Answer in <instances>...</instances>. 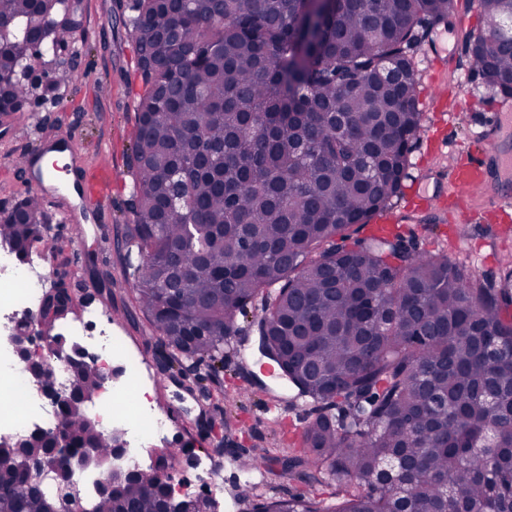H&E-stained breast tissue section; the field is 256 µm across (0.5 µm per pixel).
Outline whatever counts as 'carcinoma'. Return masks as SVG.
<instances>
[{"label": "carcinoma", "instance_id": "1", "mask_svg": "<svg viewBox=\"0 0 512 512\" xmlns=\"http://www.w3.org/2000/svg\"><path fill=\"white\" fill-rule=\"evenodd\" d=\"M468 70L512 98V0H480ZM301 0H131L136 51L127 224L116 247L148 328L187 359L224 364V340L258 302L259 350L313 404L297 446L246 448L281 474L334 487L254 512H512V268L492 285L411 230L353 238L402 192L421 112L414 53L448 25L451 0H340L313 24ZM79 0H0V112L30 92L27 48L71 42ZM399 79L383 78L387 64ZM349 119L346 142L336 113ZM38 198L0 216L20 262L48 241ZM73 441L112 440L85 413L101 384L74 363ZM26 452L58 457L38 438ZM406 463L401 486L384 461ZM0 438V512H51L49 484L23 475ZM139 472L89 512H166Z\"/></svg>", "mask_w": 512, "mask_h": 512}]
</instances>
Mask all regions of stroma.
<instances>
[{
  "label": "stroma",
  "instance_id": "1",
  "mask_svg": "<svg viewBox=\"0 0 512 512\" xmlns=\"http://www.w3.org/2000/svg\"><path fill=\"white\" fill-rule=\"evenodd\" d=\"M127 0H82L81 36L85 46L73 54L71 46L61 49L60 59L73 76L60 103L27 104L11 117L0 118V207L11 208L22 197L36 193L37 181L45 177L44 168L24 170L17 158L38 161L44 157L46 139L74 133L78 140V165L90 169L102 155L112 159V207L107 218H99L93 198L79 196L71 183L60 180L59 198H43L48 216V234L62 247L53 265L67 274V283L77 305L54 328L63 333L92 309L110 316L111 328L124 351L141 361L143 386L166 417L168 439L179 437L192 443L190 455L180 456L175 478L196 479L198 472L188 463L195 456L216 464L224 481L222 512H250L249 505L234 509L239 487L258 486L267 498L284 497L300 490L297 481L282 477L279 471L250 466L234 448L222 447L224 436L248 441L253 448H272L277 441L270 431V414L265 407L271 397L282 399V415L287 425H295L296 409L291 404L294 387L262 357L258 350L257 309L239 317L238 332L224 347V383L243 387L242 396L226 409L215 406L208 392L210 381L195 383L180 374L163 378L159 362L164 351L160 338L146 329L145 318L122 278L123 261L116 251L118 227L126 219L127 203L134 180L130 167L135 124L136 93L140 80L131 37L123 24ZM467 30L450 17L420 50L418 60L419 108L422 112L420 136L410 155L408 183L419 184L427 192L447 189L459 151L474 145L481 126L495 121L512 125V113L496 114V100L481 77L466 65ZM440 55L446 70L430 79L427 58ZM73 207L85 219L83 228L67 220L66 207ZM421 212L415 211L407 226L419 237L424 248L447 251L449 258L465 260L490 281H497L499 266L512 243L497 236L488 218L459 221L456 210L438 212V221L422 226ZM110 270L112 285H97V273ZM236 428L226 432L224 418Z\"/></svg>",
  "mask_w": 512,
  "mask_h": 512
}]
</instances>
